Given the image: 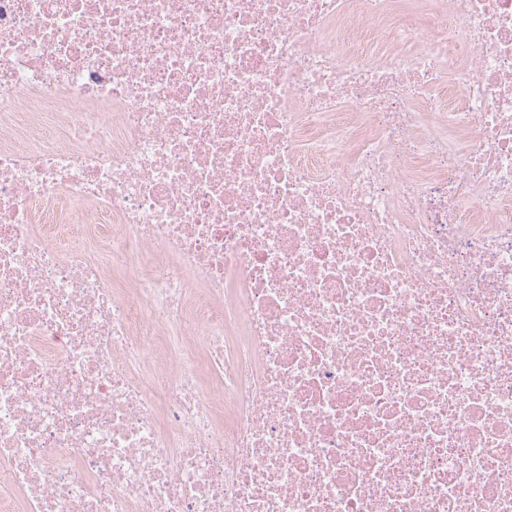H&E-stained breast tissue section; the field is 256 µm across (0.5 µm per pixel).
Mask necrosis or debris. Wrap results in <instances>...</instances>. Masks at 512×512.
<instances>
[{
    "label": "necrosis or debris",
    "instance_id": "obj_1",
    "mask_svg": "<svg viewBox=\"0 0 512 512\" xmlns=\"http://www.w3.org/2000/svg\"><path fill=\"white\" fill-rule=\"evenodd\" d=\"M0 512H512V0H0Z\"/></svg>",
    "mask_w": 512,
    "mask_h": 512
}]
</instances>
